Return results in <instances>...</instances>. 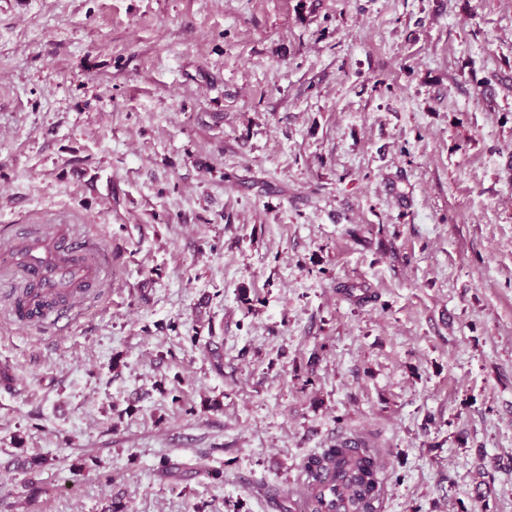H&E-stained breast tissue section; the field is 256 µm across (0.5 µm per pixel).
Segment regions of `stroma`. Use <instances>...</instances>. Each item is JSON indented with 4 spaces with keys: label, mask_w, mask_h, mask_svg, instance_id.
Segmentation results:
<instances>
[{
    "label": "stroma",
    "mask_w": 512,
    "mask_h": 512,
    "mask_svg": "<svg viewBox=\"0 0 512 512\" xmlns=\"http://www.w3.org/2000/svg\"><path fill=\"white\" fill-rule=\"evenodd\" d=\"M45 224L112 264L0 293V512H304L347 435L384 512H512V0H0Z\"/></svg>",
    "instance_id": "obj_1"
}]
</instances>
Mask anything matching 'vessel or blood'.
<instances>
[{
  "label": "vessel or blood",
  "instance_id": "vessel-or-blood-1",
  "mask_svg": "<svg viewBox=\"0 0 512 512\" xmlns=\"http://www.w3.org/2000/svg\"><path fill=\"white\" fill-rule=\"evenodd\" d=\"M88 240L75 238L62 225L50 224L40 232L23 234L10 248L0 251V268L9 271L20 283L19 290L29 299L33 325H55L63 305L44 306V299L63 293L72 294L92 288L101 274L100 268L84 260ZM344 464H328L318 479H305L309 494L328 493L334 503L332 512H356L349 498L340 494L356 463L367 466L376 484H383L385 465L381 458L365 454L353 441L342 448Z\"/></svg>",
  "mask_w": 512,
  "mask_h": 512
}]
</instances>
